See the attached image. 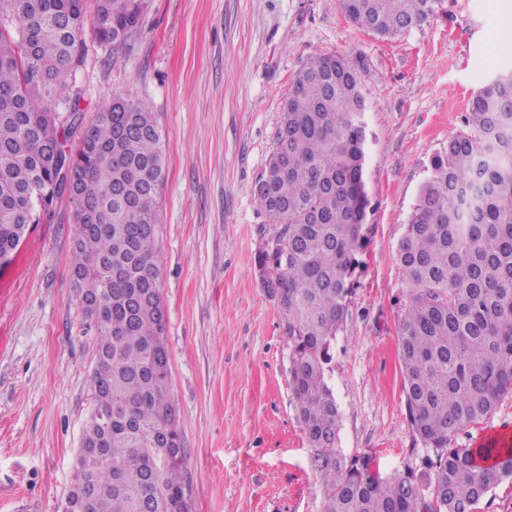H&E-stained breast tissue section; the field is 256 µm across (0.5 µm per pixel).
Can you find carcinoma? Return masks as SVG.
Instances as JSON below:
<instances>
[{
	"label": "carcinoma",
	"mask_w": 512,
	"mask_h": 512,
	"mask_svg": "<svg viewBox=\"0 0 512 512\" xmlns=\"http://www.w3.org/2000/svg\"><path fill=\"white\" fill-rule=\"evenodd\" d=\"M88 0H0V264L64 199L76 232L71 271L97 309L95 404L65 512H189L185 450L169 386L158 282L157 199L166 152L155 114L115 97L83 125ZM442 0H342L359 27L393 36ZM149 0H94L93 31L121 49ZM365 100L352 62L308 59L285 99L254 201L277 234L257 256L288 336V385L323 490V512H480L512 477V442L451 448L512 391V72L472 96L467 130L431 162L398 245L409 301L398 329L407 419L433 448L428 470L383 477L370 453L336 448L327 381L331 343L350 314L365 239ZM83 178L68 189L46 154ZM111 416L108 426L98 413Z\"/></svg>",
	"instance_id": "obj_1"
}]
</instances>
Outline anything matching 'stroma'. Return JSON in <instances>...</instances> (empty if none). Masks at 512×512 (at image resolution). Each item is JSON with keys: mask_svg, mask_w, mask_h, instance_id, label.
I'll list each match as a JSON object with an SVG mask.
<instances>
[{"mask_svg": "<svg viewBox=\"0 0 512 512\" xmlns=\"http://www.w3.org/2000/svg\"><path fill=\"white\" fill-rule=\"evenodd\" d=\"M512 0H444L393 37L341 0H152L123 51L86 32L84 120L125 95L163 130L159 283L190 512H322V487L288 386L289 349L257 255L277 225L253 191L292 78L310 57L356 67L366 109L364 247L351 316L331 346L338 446L381 476L434 457L412 431L397 352L408 297L398 242L430 162L465 131L472 95L512 70ZM75 225L58 203L0 265V512H63L94 406L96 331L71 280ZM512 431V392L451 441Z\"/></svg>", "mask_w": 512, "mask_h": 512, "instance_id": "1", "label": "stroma"}]
</instances>
